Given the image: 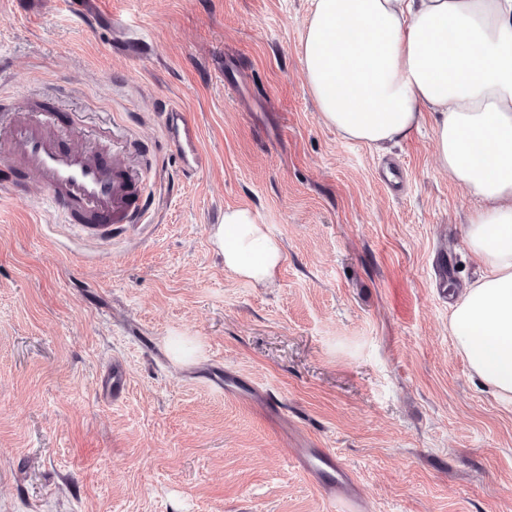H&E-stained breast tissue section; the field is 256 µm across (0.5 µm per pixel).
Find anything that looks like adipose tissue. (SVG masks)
Returning a JSON list of instances; mask_svg holds the SVG:
<instances>
[{"label": "adipose tissue", "instance_id": "obj_1", "mask_svg": "<svg viewBox=\"0 0 512 512\" xmlns=\"http://www.w3.org/2000/svg\"><path fill=\"white\" fill-rule=\"evenodd\" d=\"M300 63L321 121L385 150L431 122L437 160L478 202L466 242L483 271L448 332L512 402V0H312ZM214 237L226 269L270 281L280 244L246 209Z\"/></svg>", "mask_w": 512, "mask_h": 512}]
</instances>
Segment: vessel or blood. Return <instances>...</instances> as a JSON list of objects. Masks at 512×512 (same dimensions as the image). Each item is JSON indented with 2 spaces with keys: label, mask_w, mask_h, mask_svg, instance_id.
I'll return each instance as SVG.
<instances>
[{
  "label": "vessel or blood",
  "mask_w": 512,
  "mask_h": 512,
  "mask_svg": "<svg viewBox=\"0 0 512 512\" xmlns=\"http://www.w3.org/2000/svg\"><path fill=\"white\" fill-rule=\"evenodd\" d=\"M0 110L10 114L8 120L0 121V167L11 174L10 179L0 181L1 194L15 193L21 179L31 175L42 200L92 238L111 237L116 224L130 229L141 225L145 203L134 174L122 158L96 145L75 144L74 133L61 131L51 118L39 116L37 103L16 107L8 102L0 105ZM158 121L186 173L206 166L199 127L180 105L166 104ZM127 388L123 363L113 361L103 384L106 399L122 401ZM223 390L226 397L259 411L274 425H283L277 400L258 387L240 389L228 376ZM293 458L336 512H367L368 504L351 472L329 449L307 442L294 449Z\"/></svg>",
  "instance_id": "b4317fda"
}]
</instances>
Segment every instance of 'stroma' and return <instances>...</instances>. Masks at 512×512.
Listing matches in <instances>:
<instances>
[{
    "label": "stroma",
    "mask_w": 512,
    "mask_h": 512,
    "mask_svg": "<svg viewBox=\"0 0 512 512\" xmlns=\"http://www.w3.org/2000/svg\"><path fill=\"white\" fill-rule=\"evenodd\" d=\"M311 4L0 0V97L130 156L148 204L100 240L0 196V512H331L291 460L307 437L368 512H512V406L448 334L477 202L430 126L381 155L322 123L299 61ZM171 99L208 157L192 176L156 120ZM229 208L281 243L273 282L225 269ZM225 373L269 388L287 432L213 387ZM103 392L107 400L116 404L125 397L128 388L127 373L123 363L119 360L112 361V368L104 377Z\"/></svg>",
    "instance_id": "1"
}]
</instances>
